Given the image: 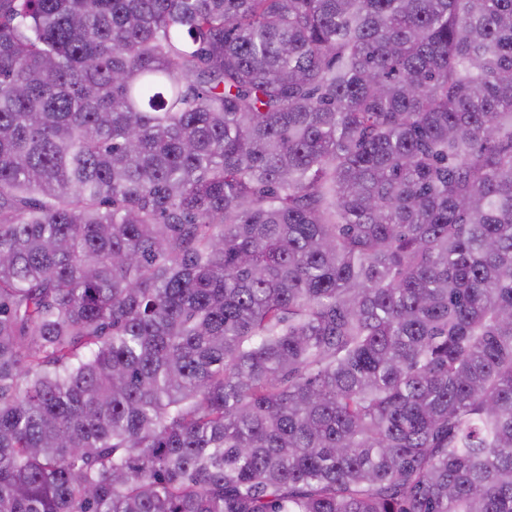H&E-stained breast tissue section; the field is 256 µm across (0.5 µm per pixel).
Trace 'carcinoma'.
<instances>
[{"label":"carcinoma","mask_w":512,"mask_h":512,"mask_svg":"<svg viewBox=\"0 0 512 512\" xmlns=\"http://www.w3.org/2000/svg\"><path fill=\"white\" fill-rule=\"evenodd\" d=\"M0 512H512V0H0Z\"/></svg>","instance_id":"obj_1"}]
</instances>
